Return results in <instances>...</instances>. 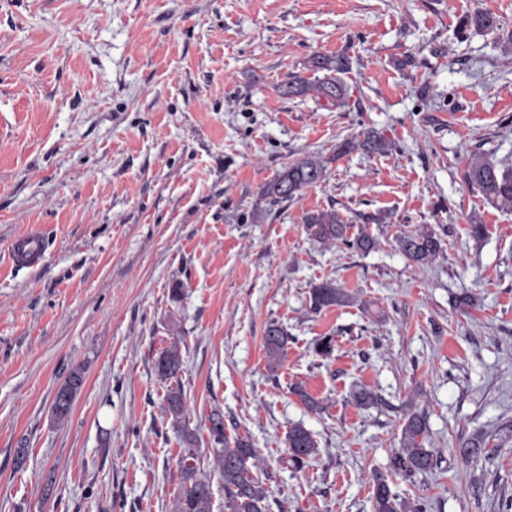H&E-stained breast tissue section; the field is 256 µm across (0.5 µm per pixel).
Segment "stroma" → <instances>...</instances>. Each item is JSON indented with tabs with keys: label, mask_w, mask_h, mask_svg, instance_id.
<instances>
[{
	"label": "stroma",
	"mask_w": 512,
	"mask_h": 512,
	"mask_svg": "<svg viewBox=\"0 0 512 512\" xmlns=\"http://www.w3.org/2000/svg\"><path fill=\"white\" fill-rule=\"evenodd\" d=\"M475 11L500 29L459 34ZM511 41L512 0H0V512H170L182 446L154 364L176 336L190 430L209 447L223 411L265 461L269 512H372L371 474L412 411L441 459L394 491L429 512H501L512 211L464 172L475 152L512 165ZM316 53L350 57L348 105L278 95ZM367 129L391 150L337 155ZM308 153L325 180L266 204L262 187ZM330 208L378 248L307 239L304 215ZM422 224L444 240L425 266L394 242ZM30 233L45 257L14 267L12 241ZM324 279L356 302L311 312ZM465 291L476 304L462 310ZM272 321L290 336L274 372ZM325 335L329 358L310 347ZM76 365L84 385L60 424L52 401ZM358 386L377 404H351ZM296 422L319 445L300 471ZM476 434L490 455L469 464L458 442ZM288 462L300 471L318 454V443L312 432L303 423H293L286 436Z\"/></svg>",
	"instance_id": "obj_1"
}]
</instances>
